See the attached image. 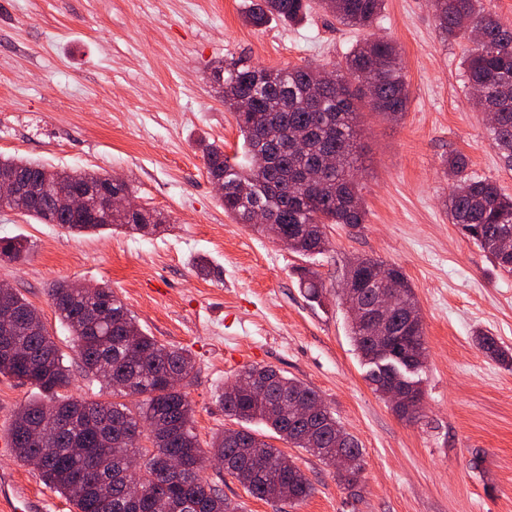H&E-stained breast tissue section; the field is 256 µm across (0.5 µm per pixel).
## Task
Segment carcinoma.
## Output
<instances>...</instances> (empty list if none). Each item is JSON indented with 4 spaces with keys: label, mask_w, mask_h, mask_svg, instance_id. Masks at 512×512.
<instances>
[{
    "label": "carcinoma",
    "mask_w": 512,
    "mask_h": 512,
    "mask_svg": "<svg viewBox=\"0 0 512 512\" xmlns=\"http://www.w3.org/2000/svg\"><path fill=\"white\" fill-rule=\"evenodd\" d=\"M385 0H256L244 15L246 23L261 27L270 19L300 23L313 5L331 12L343 25L369 28L384 10ZM434 17L446 40L465 38L473 43L463 59L468 94L482 112L499 114V125L488 126L493 145L507 166L512 167V26L502 24L485 11L479 0H432ZM485 24V42H474L470 22ZM326 71L317 67L266 69L232 62L219 63L214 81L224 106L234 112L243 136V157H229L204 138L198 149L209 177L222 184L220 201L224 213L243 224L251 209L266 207L275 223L259 225L271 233L280 231L288 248L310 255L327 246V224L356 226L365 221L358 181L355 151L362 128L361 109L398 120L408 109L410 90L397 45L371 37L355 45L335 69L329 83ZM326 154L336 155V166L322 173L313 188L301 184L304 171L317 168ZM265 157L266 165L256 164ZM452 178L446 206L452 223L476 243L493 266L512 275V249L502 240L512 237V196L496 181L466 174L465 155L455 154L446 162ZM17 170L39 178L48 188L65 171L23 158L0 157V169ZM28 216L44 224H58L76 234L122 229L152 234L165 218L148 208L117 212L110 219L88 214L53 213L47 201L24 203ZM28 250L22 239L0 242V254L20 259ZM382 264L372 258L350 262L345 277L374 299V269ZM398 284L400 309L394 317L396 331L413 336V347L405 356L391 347L381 353L365 330L350 320L351 338L368 370L365 379L380 393L397 388L409 402L395 406L399 418L413 422L422 412V389L418 372L425 357L423 323L410 318L408 310L419 309L412 286L397 268L387 269ZM299 284L308 298L319 300L322 286L315 272L299 269ZM49 298L76 343L86 372L106 389L124 384L127 395L142 397L135 408L124 403L87 401L63 394L74 376L64 355L41 319L19 323L10 337L26 350L18 361L0 356V374L37 390V395L16 414L11 430V448L20 462L41 454L43 482L56 489L76 512H158L157 499L168 497L175 512H241V506L203 477L206 453L224 466V471L259 499L300 501L314 491L305 475L272 444L248 428L253 422L268 427L278 439L304 448L327 463L344 454L351 461L344 482L357 484L362 469V448L324 406L318 392L307 384L283 375L271 366L244 369L238 381L254 378L265 383L268 395L259 399L247 390L221 393L224 413L243 427L215 434L204 450L193 431V407L188 394L162 382L170 373L188 378L194 361L189 351L168 347L146 334L136 318L112 289L103 284L89 288L63 282L49 290ZM26 312L33 306L17 291L0 295V310ZM477 345L491 358L512 366V352L498 345L487 333L476 334ZM303 402L314 410L309 420L295 417L289 402ZM56 409L66 416L57 426L43 430L40 442L30 436L44 415ZM145 428L146 445L124 440L126 431ZM166 457H184L189 465L176 476L166 473ZM143 489L138 505L126 502V483Z\"/></svg>",
    "instance_id": "obj_1"
}]
</instances>
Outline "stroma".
<instances>
[{
	"mask_svg": "<svg viewBox=\"0 0 512 512\" xmlns=\"http://www.w3.org/2000/svg\"><path fill=\"white\" fill-rule=\"evenodd\" d=\"M250 4L0 0V155L118 177L166 219L153 236H77L0 208V238L29 246L20 260L0 258V284L39 311L75 368L74 339L48 290L109 284L149 335L192 353L185 390L201 444L236 428L217 396L244 368L271 366L317 390L361 443L359 482L347 487L336 468L278 439L314 492L295 503L258 499L208 464L207 482L243 512H512V369L474 341L481 330L512 349V276L450 223L445 206V162L456 153L469 174L512 195V169L465 87L469 41L441 39L430 0H386L365 30L318 8L296 25L254 27L243 20ZM370 36L399 47L411 103L397 121L362 114L365 223L327 225L328 249L304 256L227 216L196 145L203 137L226 155L242 152L213 67L239 58L275 69L338 63ZM358 256L400 267L417 297L426 343L419 421L400 419L364 379L338 292ZM302 267L316 272L322 302L300 288ZM69 393L110 398L77 368ZM34 394L0 375V472L31 482L45 512H74L4 445Z\"/></svg>",
	"mask_w": 512,
	"mask_h": 512,
	"instance_id": "1",
	"label": "stroma"
}]
</instances>
